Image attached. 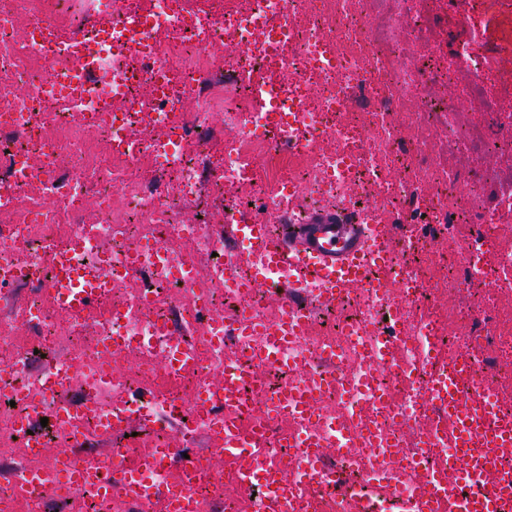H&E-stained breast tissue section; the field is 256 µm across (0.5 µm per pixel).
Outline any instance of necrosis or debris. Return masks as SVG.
Segmentation results:
<instances>
[{
	"mask_svg": "<svg viewBox=\"0 0 512 512\" xmlns=\"http://www.w3.org/2000/svg\"><path fill=\"white\" fill-rule=\"evenodd\" d=\"M29 5L22 35L19 0H0L1 447L35 433L46 447H69L79 435L91 448L111 440L102 425L110 413L146 423L140 444L99 453L108 478L139 448L167 447L152 421L169 418L177 402L191 434L221 447L218 426L193 406L214 370L240 377L253 408L240 418L243 429L269 416L281 383L269 375L251 380L250 341L235 332L238 321L278 317L258 286L262 257L247 239L225 248L209 215L179 219L208 184L230 196L228 222L271 212L280 223L301 224L333 205L367 224L401 227L364 295L329 302L314 289L319 302L306 334L270 365L310 387L336 372L311 420L263 442L285 477L303 469L300 439H328L337 426L363 419L397 448L339 450L314 476L306 512H333L340 497L360 512L375 476L384 488L375 512L414 499L431 470L455 480L450 448L426 439L439 411L429 349L467 357L464 394L495 381L486 390L489 422L512 423V248L498 245L499 216L512 212V172L488 201L482 186L461 184L446 162L484 149L512 159V110L488 101L486 122L463 130L454 107L432 98L408 56L431 28L416 0H217L207 10L200 0H78L71 44L29 36L70 20L62 0ZM230 44L236 51L228 55ZM219 120L235 133L215 161L209 135ZM76 130L111 154L110 178L88 162L85 144L69 143ZM256 149L291 171L263 193L247 160ZM135 167L148 177L131 180ZM88 200L97 211L90 224L80 217ZM433 232L458 238L457 249L433 251ZM172 239L188 250H170ZM62 253L66 278L54 274ZM134 257L143 272L122 276ZM228 266L235 279H225ZM101 274L111 276V288L60 319V298L97 287ZM467 282L486 285V295L437 308L439 290ZM425 307L429 316L414 318ZM18 317L33 345L14 336ZM121 352L135 359V371H117ZM39 353L46 368L36 372ZM33 408L41 421L27 431L22 423ZM193 480L198 512H242L239 501L225 500L224 473L211 455H198Z\"/></svg>",
	"mask_w": 512,
	"mask_h": 512,
	"instance_id": "4bbe7bcc",
	"label": "necrosis or debris"
}]
</instances>
